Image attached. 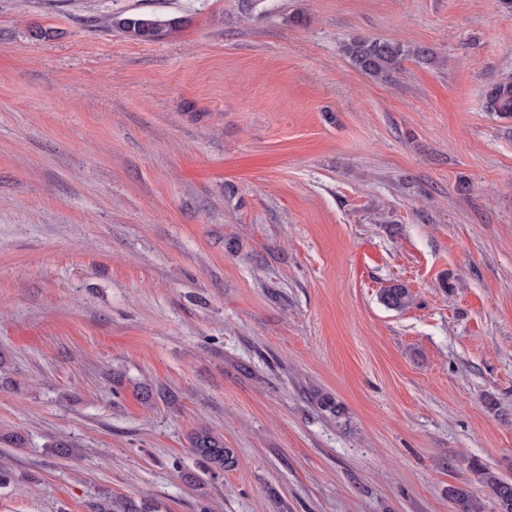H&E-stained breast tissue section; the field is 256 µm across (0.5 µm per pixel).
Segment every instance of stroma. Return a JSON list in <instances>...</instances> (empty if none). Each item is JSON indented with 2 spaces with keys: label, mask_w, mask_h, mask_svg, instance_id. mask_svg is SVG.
<instances>
[{
  "label": "stroma",
  "mask_w": 512,
  "mask_h": 512,
  "mask_svg": "<svg viewBox=\"0 0 512 512\" xmlns=\"http://www.w3.org/2000/svg\"><path fill=\"white\" fill-rule=\"evenodd\" d=\"M139 13L183 24L112 30ZM355 38L437 61L379 82ZM505 75L501 0H0V512H495L470 464L512 479ZM202 424L238 463L191 483ZM181 23L179 18H167L153 14L113 17L112 28L135 40L154 42L163 39ZM483 107L503 118H512V77L491 83L485 91ZM379 299L386 308L402 311L412 304L413 294L405 283L393 281L387 287L382 288ZM90 512H155L151 504L137 503L133 498L112 499L104 495L89 504Z\"/></svg>",
  "instance_id": "stroma-1"
}]
</instances>
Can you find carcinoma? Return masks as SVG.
<instances>
[{
  "instance_id": "1",
  "label": "carcinoma",
  "mask_w": 512,
  "mask_h": 512,
  "mask_svg": "<svg viewBox=\"0 0 512 512\" xmlns=\"http://www.w3.org/2000/svg\"><path fill=\"white\" fill-rule=\"evenodd\" d=\"M181 20L153 14H138L112 18V28L126 36L144 42L163 39L178 27ZM345 56L352 65L366 76L381 82H388L399 70L408 56H416L435 62L433 53L422 46L409 47L402 42L385 39L356 38L343 47ZM483 107L503 118H512V77L491 83L485 91ZM381 303L388 309L402 311L413 302L410 288L394 281L379 294ZM321 409L340 419L345 415L344 406L329 394L318 397ZM190 449L201 463L213 472H224L234 468L237 455L234 449L224 447V437L203 425L188 436ZM479 470L483 484L493 499L496 512H512V481L496 475L493 471L472 463ZM459 505V512H481V504L463 489L452 491ZM90 512H155L147 503H138L132 498L114 499L109 495L89 504Z\"/></svg>"
}]
</instances>
